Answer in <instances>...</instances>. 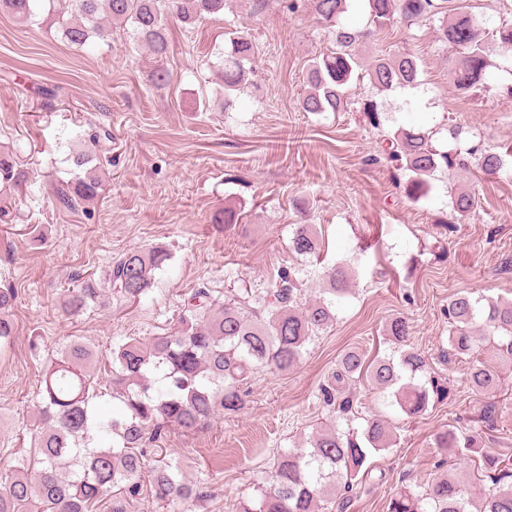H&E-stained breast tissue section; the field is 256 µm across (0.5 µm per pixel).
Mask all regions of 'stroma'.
I'll return each mask as SVG.
<instances>
[{"label":"stroma","mask_w":512,"mask_h":512,"mask_svg":"<svg viewBox=\"0 0 512 512\" xmlns=\"http://www.w3.org/2000/svg\"><path fill=\"white\" fill-rule=\"evenodd\" d=\"M167 28L169 53L159 61L119 27L79 49L57 36L46 11L29 26L0 13V146L17 155L32 184L11 194L16 220L0 222V288L17 294L16 333L0 349V470L33 456L42 375L69 340L106 357L127 337L175 328L196 288H209L219 302L239 288L258 299L292 266L314 296L326 268L346 264L353 292L297 365L260 371L237 417H214L190 433L170 428L158 440L206 498L164 508L144 494L132 512H240L279 454L323 428L363 432L370 418L391 421L397 442L371 453V472L355 481L347 512H387L396 492L439 478L484 484L478 457L450 456L435 438L480 428L486 450L512 461V365L493 362L499 386L474 390L448 345L445 315L457 293L512 298V51L492 48L486 91L464 92L451 77L457 54L439 41L435 22L399 20L359 53L368 63L409 51L417 82L378 92L368 79L355 80L346 111L313 114L300 107L308 64L332 42L310 0H227L223 13L195 27L171 16ZM231 30L248 32L257 54L252 86L228 108L212 66ZM160 67L170 74L163 87L153 81ZM368 103L377 106L379 127L369 122ZM402 126L430 132L439 151L496 152L505 165L492 176L473 159L438 169L428 196L411 201L379 157L381 136ZM93 130L111 134L97 150L100 193L70 209L55 189L72 178L70 139ZM461 188L479 204L456 222L451 200ZM228 205L240 210V223H222ZM297 224L314 225L324 241L319 257L290 252ZM153 247L170 252L153 287L139 300L120 298L108 280L112 263ZM89 277L98 302L66 314L65 294ZM395 316L408 318L410 346L447 381L448 397L411 418L390 392L363 379L344 389L353 407L339 417L322 387L333 384L346 350L393 356L386 325Z\"/></svg>","instance_id":"1"}]
</instances>
